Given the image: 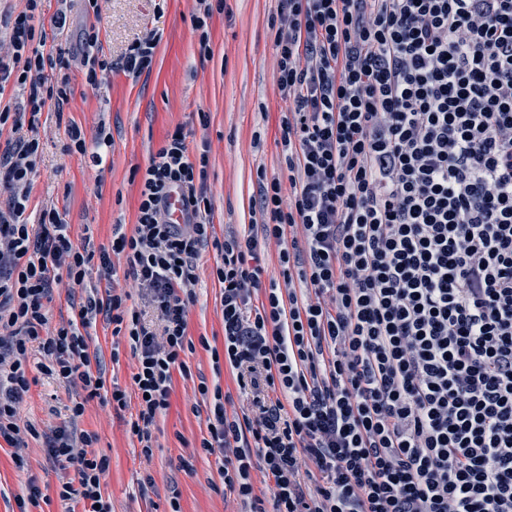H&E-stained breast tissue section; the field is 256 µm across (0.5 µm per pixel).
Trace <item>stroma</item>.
Here are the masks:
<instances>
[{
    "label": "stroma",
    "instance_id": "stroma-1",
    "mask_svg": "<svg viewBox=\"0 0 512 512\" xmlns=\"http://www.w3.org/2000/svg\"><path fill=\"white\" fill-rule=\"evenodd\" d=\"M66 10L68 25L60 40L71 49L68 75L72 96L63 111L45 107L35 128H22L21 137H37L27 214L37 223L44 207H56L70 224L75 239L90 235L94 246H110L115 227L132 232L136 223L139 184L135 169L145 168L152 153L176 127H183L191 154L209 145L207 196L216 236L249 223L257 197L258 168L281 171L279 122L285 105L275 80V31L271 17L275 0H225L224 11L209 20L211 57H201L193 29L195 0H101L99 12L88 11L85 0H41L37 28L52 32V20ZM96 27L95 55L112 63L100 74L97 87L85 83L87 49L82 32ZM157 35L152 69L132 76L121 67L133 42ZM80 126L86 153H67L65 131ZM110 142L98 146L99 132ZM223 257L215 248L202 251L193 266V301L189 305L187 338L194 344L184 360L188 374L174 373L170 406L153 429L152 457H144L129 431L135 406L114 411L99 400L84 401L81 389L41 375L38 351L28 356L32 384L21 416L37 429L24 435V445L0 440V512H19L17 500L26 496L30 480L46 492L28 512H70L57 489L73 471L53 467L44 435L75 426L96 433L97 453L109 460L101 492L112 512H171L178 496L181 512H238L225 493L219 475L221 454L201 451L207 435L210 401L198 392L200 379L218 381L222 390L236 391L229 369L214 373L212 348L224 345L220 285L214 271ZM83 334L98 353L106 379L128 385L135 360L125 338L97 318ZM84 401L85 412L71 420L68 408ZM189 468H182L181 460Z\"/></svg>",
    "mask_w": 512,
    "mask_h": 512
}]
</instances>
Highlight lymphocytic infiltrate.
Returning a JSON list of instances; mask_svg holds the SVG:
<instances>
[{
  "instance_id": "obj_1",
  "label": "lymphocytic infiltrate",
  "mask_w": 512,
  "mask_h": 512,
  "mask_svg": "<svg viewBox=\"0 0 512 512\" xmlns=\"http://www.w3.org/2000/svg\"><path fill=\"white\" fill-rule=\"evenodd\" d=\"M39 0L9 16L22 128L72 95L70 50L37 40ZM276 85L286 176L259 171L258 209L226 234L215 275L223 360L237 394L213 393L207 453L241 512H512V0H277ZM37 138L0 143V439L21 442L26 360L80 386L87 401L139 409L144 454L184 355L192 263L214 238L207 153L168 134L139 184L135 229L110 249L75 243L59 210L26 216ZM186 221L173 224L171 187ZM280 246L282 285L263 287L265 249ZM148 290L159 327L110 287L112 255ZM106 280L68 323L52 325L61 280ZM105 315L136 360L130 389L108 386L82 334ZM97 434L55 430L46 448L74 469L62 499L112 512ZM261 474L269 496L258 495Z\"/></svg>"
}]
</instances>
